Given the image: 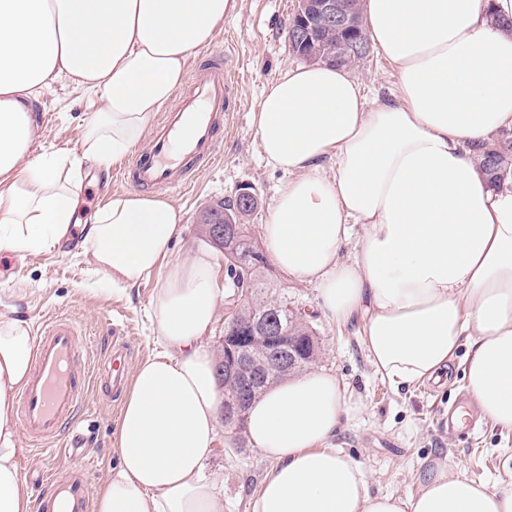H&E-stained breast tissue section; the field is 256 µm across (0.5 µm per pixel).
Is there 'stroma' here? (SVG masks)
<instances>
[{"instance_id": "35a3bbf8", "label": "stroma", "mask_w": 512, "mask_h": 512, "mask_svg": "<svg viewBox=\"0 0 512 512\" xmlns=\"http://www.w3.org/2000/svg\"><path fill=\"white\" fill-rule=\"evenodd\" d=\"M294 8L295 0H236L235 10L207 41L208 46L231 49L240 86L215 164L189 189L164 195L182 209L186 224L182 239L174 245V259L189 258L194 246L204 241L203 209L217 201L234 200L244 186L252 187L259 199L257 209L247 218L249 231L254 238L262 236L284 176L263 159L253 114L264 87L299 63L288 45ZM351 72L370 97L387 93L396 81L393 65L374 49ZM43 100L33 153L78 154L83 127L99 110V102L66 80L45 90ZM0 263L11 266L8 276H0V314L16 313L33 326L52 316L70 318L78 327L81 359L90 372H97L107 361L116 325L125 330L131 364L159 351L146 316L151 284L126 294L87 293L84 286L92 277V267L77 246L53 248L37 256L2 248ZM268 282L273 293L287 296L299 307L315 309L318 289L314 283L275 266L268 271ZM314 326L321 346L316 368L337 374L346 397L364 405L357 418L342 421L330 444L362 465L371 493L412 496L420 468L438 462L479 482L512 485V463L504 460L512 452V432L486 421L471 437L448 432L439 423L441 413L466 393L461 371L452 370L449 379L436 383L430 392L420 384L396 389L374 373L360 322L336 324L319 316ZM122 401V392L104 397L97 382H90L86 402L68 426L70 432L88 439L79 450L80 457L94 463L84 474L88 488H96L117 461L113 448ZM271 467L268 459L224 427L219 428L206 463L208 474L217 482L224 512H251L255 494Z\"/></svg>"}]
</instances>
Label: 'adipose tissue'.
Returning a JSON list of instances; mask_svg holds the SVG:
<instances>
[{
    "label": "adipose tissue",
    "mask_w": 512,
    "mask_h": 512,
    "mask_svg": "<svg viewBox=\"0 0 512 512\" xmlns=\"http://www.w3.org/2000/svg\"><path fill=\"white\" fill-rule=\"evenodd\" d=\"M234 0H0V245L38 255L69 238L84 168L108 172L168 105L186 64ZM368 38L393 64L368 98L346 67H290L256 109L269 165L286 175L262 228L278 268L313 281L317 306L358 319L374 371L394 387L461 364L483 419L512 432V176L492 185L477 156L512 129V0H362ZM68 80L97 98L78 157L32 155L42 92ZM332 177H324V166ZM115 292L153 282L161 351L137 365L116 424L117 463L94 512H224L204 462L221 398L205 338L220 290L210 250L171 261L181 209L131 192L81 226ZM355 253L344 258L347 245ZM35 338L0 315V512H34L21 470L15 396ZM464 358H457L460 347ZM361 407L311 369L247 410L245 435L274 463L252 512H512V486L436 464L415 495L371 494L361 465L331 448Z\"/></svg>",
    "instance_id": "1"
}]
</instances>
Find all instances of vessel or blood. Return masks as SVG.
<instances>
[{
	"mask_svg": "<svg viewBox=\"0 0 512 512\" xmlns=\"http://www.w3.org/2000/svg\"><path fill=\"white\" fill-rule=\"evenodd\" d=\"M227 48L211 49L198 75L179 92L174 105L161 112L145 148L132 165L119 170L122 183L156 190H183L210 168L217 158V136L224 126L238 75ZM80 336L74 322L49 318L39 323L34 369L18 398V416L33 446L57 440L82 404L87 376L79 367ZM124 344L113 347L100 376L105 388L118 387L124 377ZM477 414L463 403L448 409L452 431H472ZM40 512H87L83 478L51 473Z\"/></svg>",
	"mask_w": 512,
	"mask_h": 512,
	"instance_id": "1",
	"label": "vessel or blood"
}]
</instances>
